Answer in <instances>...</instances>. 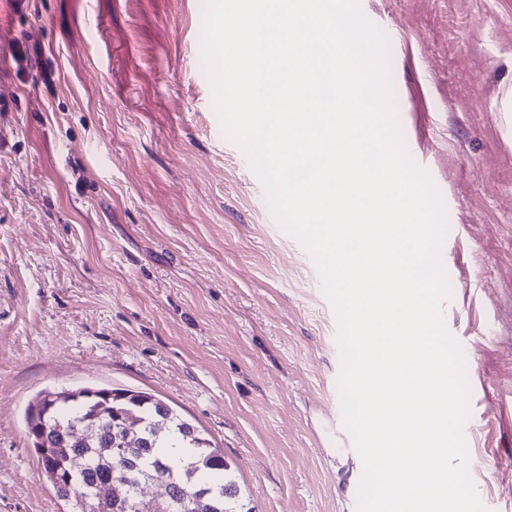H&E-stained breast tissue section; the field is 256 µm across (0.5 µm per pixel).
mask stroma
<instances>
[{"label":"stroma","instance_id":"35a3bbf8","mask_svg":"<svg viewBox=\"0 0 512 512\" xmlns=\"http://www.w3.org/2000/svg\"><path fill=\"white\" fill-rule=\"evenodd\" d=\"M441 192L443 306L467 361L469 474L512 512V0H361ZM203 0H0V512H64L26 411L145 391L231 461L255 512H356L337 324L308 252L222 134Z\"/></svg>","mask_w":512,"mask_h":512}]
</instances>
